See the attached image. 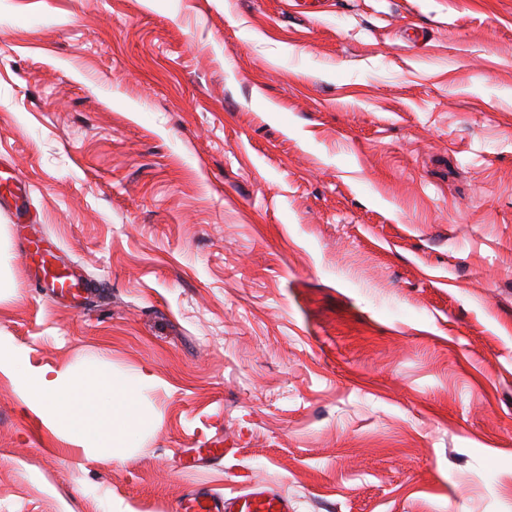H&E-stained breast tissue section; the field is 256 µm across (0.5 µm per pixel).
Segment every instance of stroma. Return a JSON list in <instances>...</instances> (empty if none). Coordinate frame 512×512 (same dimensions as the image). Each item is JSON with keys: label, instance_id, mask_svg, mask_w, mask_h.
<instances>
[{"label": "stroma", "instance_id": "35a3bbf8", "mask_svg": "<svg viewBox=\"0 0 512 512\" xmlns=\"http://www.w3.org/2000/svg\"><path fill=\"white\" fill-rule=\"evenodd\" d=\"M1 170L96 291L0 216V340L157 382L112 450L0 375V512H512V0H0ZM40 241L32 238L20 240L19 249L23 256H40V269L42 276L40 280L44 288H50L52 297H73L81 295L82 291L92 290L91 285L82 282L73 272L65 266H58L47 260L41 254ZM179 512H292L287 497L263 486H254L246 495L224 498L207 490L186 492L178 505Z\"/></svg>", "mask_w": 512, "mask_h": 512}]
</instances>
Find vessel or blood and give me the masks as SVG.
<instances>
[{"mask_svg": "<svg viewBox=\"0 0 512 512\" xmlns=\"http://www.w3.org/2000/svg\"><path fill=\"white\" fill-rule=\"evenodd\" d=\"M40 269L41 281L44 287L50 288L52 296L75 298L90 288L89 283L78 279L68 267L42 259ZM178 512H292V505L287 497L262 486L232 498L193 489L180 500Z\"/></svg>", "mask_w": 512, "mask_h": 512, "instance_id": "obj_1", "label": "vessel or blood"}]
</instances>
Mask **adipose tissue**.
I'll return each mask as SVG.
<instances>
[{"instance_id": "ef3b65f1", "label": "adipose tissue", "mask_w": 512, "mask_h": 512, "mask_svg": "<svg viewBox=\"0 0 512 512\" xmlns=\"http://www.w3.org/2000/svg\"><path fill=\"white\" fill-rule=\"evenodd\" d=\"M0 372L9 375L22 404L42 423L84 448H121L143 426L140 403L153 375L117 383L92 361L88 373L56 371L0 348Z\"/></svg>"}]
</instances>
